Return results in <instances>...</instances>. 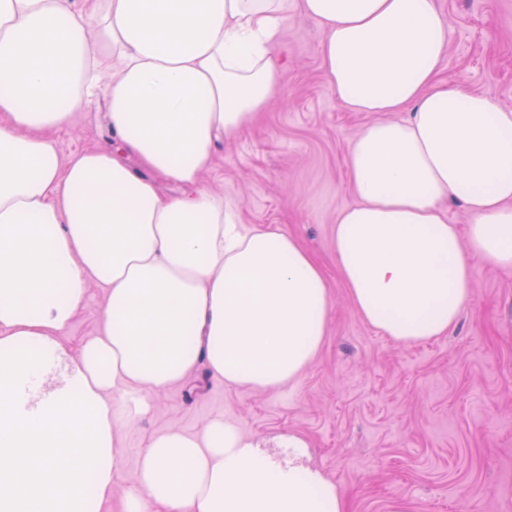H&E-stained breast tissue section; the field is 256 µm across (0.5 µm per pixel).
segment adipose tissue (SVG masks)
I'll return each mask as SVG.
<instances>
[{
  "label": "adipose tissue",
  "mask_w": 512,
  "mask_h": 512,
  "mask_svg": "<svg viewBox=\"0 0 512 512\" xmlns=\"http://www.w3.org/2000/svg\"><path fill=\"white\" fill-rule=\"evenodd\" d=\"M288 2L0 0V512H100L113 396L146 412V393L202 361L224 384L275 389L322 346L320 263L287 231L238 223L202 182L280 86ZM296 2L329 87L379 115L349 145L357 202L333 226L348 295L395 342L446 335L471 256L512 268V109L441 79L450 17L435 0ZM96 53L110 81L89 75ZM100 98L111 142L61 161L55 132ZM91 281L102 328L72 358L58 338ZM279 445L287 460L221 418L158 434L127 512H348L302 438Z\"/></svg>",
  "instance_id": "adipose-tissue-1"
}]
</instances>
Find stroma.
<instances>
[{
    "label": "stroma",
    "mask_w": 512,
    "mask_h": 512,
    "mask_svg": "<svg viewBox=\"0 0 512 512\" xmlns=\"http://www.w3.org/2000/svg\"><path fill=\"white\" fill-rule=\"evenodd\" d=\"M451 18L441 78L512 108V0H436ZM319 27L293 14L277 52L286 64L262 118L218 144L204 177L241 223L281 228L318 257L330 282L327 336L293 384L261 390L216 382L199 365L183 383L151 394L146 413L116 398L121 444L112 499L124 512L140 457L156 434L201 431L212 419L276 449L296 434L310 462L335 482L350 512H501L512 489V270L472 258L471 301L447 335L399 344L365 323L331 253L338 213L355 202L345 176L348 146L375 112H350L325 82ZM105 100L55 134L61 159L111 141ZM105 292L89 285L61 336L69 355L101 324Z\"/></svg>",
    "instance_id": "1"
}]
</instances>
